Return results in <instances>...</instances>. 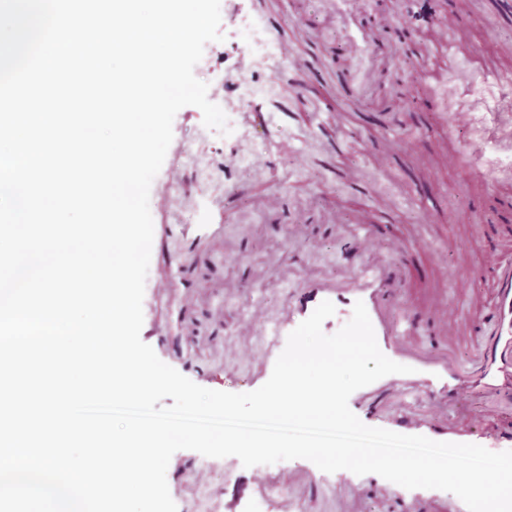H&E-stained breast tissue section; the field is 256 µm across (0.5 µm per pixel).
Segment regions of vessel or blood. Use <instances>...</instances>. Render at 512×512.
<instances>
[{
	"mask_svg": "<svg viewBox=\"0 0 512 512\" xmlns=\"http://www.w3.org/2000/svg\"><path fill=\"white\" fill-rule=\"evenodd\" d=\"M407 259L406 243L382 241L378 225L359 224L343 255V279L307 276L276 316L263 304H252L236 327L239 335L266 338L262 348L240 354L241 360L255 366L251 387H261L269 379L289 334L321 302L330 301L336 311L349 313L360 301L381 352L411 368L410 373L385 376L350 396V409L365 425L434 441L477 444L493 452L512 450V427L490 433L455 421L459 405L476 394L512 404V263L503 262L496 250L484 253L483 265L494 276V302L483 346L464 365L449 342L458 332L449 306H435L429 315L431 327L447 337V344L423 349L413 343L418 328L401 301V269Z\"/></svg>",
	"mask_w": 512,
	"mask_h": 512,
	"instance_id": "1",
	"label": "vessel or blood"
}]
</instances>
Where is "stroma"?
I'll use <instances>...</instances> for the list:
<instances>
[{
  "label": "stroma",
  "instance_id": "obj_1",
  "mask_svg": "<svg viewBox=\"0 0 512 512\" xmlns=\"http://www.w3.org/2000/svg\"><path fill=\"white\" fill-rule=\"evenodd\" d=\"M431 8L454 15L473 38L458 40L449 56L417 21L410 41L419 56L406 58L392 31L386 55L362 56L353 73L354 31L337 21L330 0H221L223 39L206 44L207 63L194 74L214 89L227 128L205 127L199 108H181L150 189L154 237L140 336L164 363L202 387L248 392L252 366L234 353L262 347L264 338L236 336L234 323L256 301L278 313L304 275L340 273L346 226L369 222L382 203L397 206L384 233L418 246L406 301L447 300L460 355L473 350V320L486 294L474 272L480 251L499 246L512 258V241L485 231L487 221L512 222L503 207L512 199V150L496 123L512 86L486 85L475 72L512 73V17L499 0H433ZM249 24L276 29L278 50L244 57L240 34ZM243 83L250 95H241ZM464 108L471 121L460 126L453 116ZM395 115L409 139L395 137ZM418 152L430 157L422 170L413 165ZM350 168L361 171L360 186L343 179ZM231 187L241 194L229 202ZM274 193L284 203L271 210L263 200ZM428 207L434 218L426 224ZM275 469L314 471L318 479L259 491L251 486L254 468L237 457L192 450L174 453L166 477L178 512H342L336 474L306 459Z\"/></svg>",
  "mask_w": 512,
  "mask_h": 512
}]
</instances>
